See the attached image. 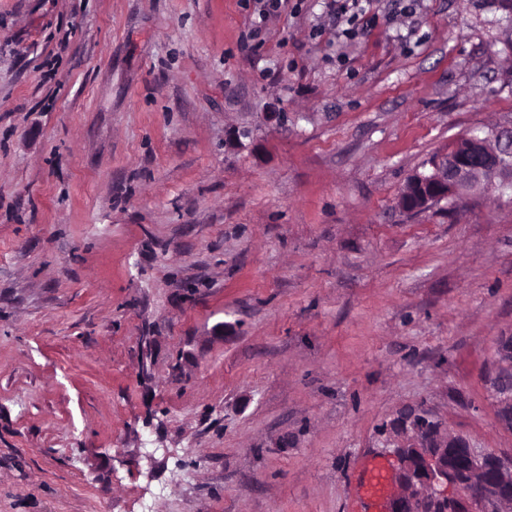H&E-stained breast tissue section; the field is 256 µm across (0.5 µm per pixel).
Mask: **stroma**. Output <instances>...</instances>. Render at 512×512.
<instances>
[{
    "instance_id": "stroma-1",
    "label": "stroma",
    "mask_w": 512,
    "mask_h": 512,
    "mask_svg": "<svg viewBox=\"0 0 512 512\" xmlns=\"http://www.w3.org/2000/svg\"><path fill=\"white\" fill-rule=\"evenodd\" d=\"M331 2L0 0V512H365L408 410L512 453V192L398 205L512 122V15ZM485 382L500 425L512 431V336H500ZM387 484V470L381 461L372 460L366 468L365 478L359 486V493L371 504L376 505L382 498Z\"/></svg>"
}]
</instances>
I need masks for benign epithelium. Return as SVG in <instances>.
I'll return each mask as SVG.
<instances>
[{"label": "benign epithelium", "instance_id": "benign-epithelium-1", "mask_svg": "<svg viewBox=\"0 0 512 512\" xmlns=\"http://www.w3.org/2000/svg\"><path fill=\"white\" fill-rule=\"evenodd\" d=\"M512 190V126L493 134H466L448 157L412 173L399 197L407 213H420L462 197ZM500 425L512 431V336L499 338L485 378ZM399 492L388 512H512V454L479 450L449 429L429 433L411 414L396 430ZM475 485L473 497L467 488Z\"/></svg>", "mask_w": 512, "mask_h": 512}]
</instances>
